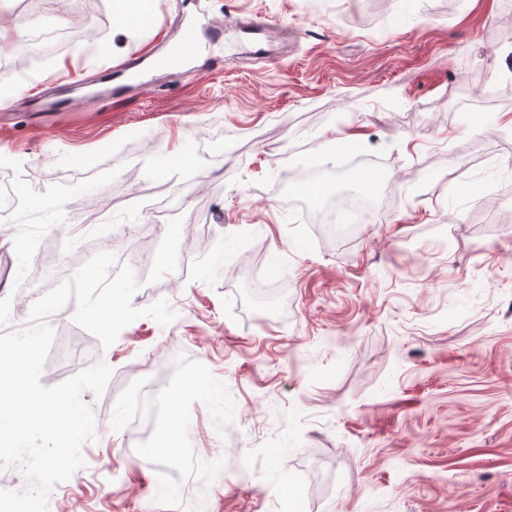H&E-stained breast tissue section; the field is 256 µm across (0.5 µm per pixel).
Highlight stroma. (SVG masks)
Instances as JSON below:
<instances>
[{"mask_svg": "<svg viewBox=\"0 0 512 512\" xmlns=\"http://www.w3.org/2000/svg\"><path fill=\"white\" fill-rule=\"evenodd\" d=\"M20 2L0 0V21L74 36L19 71L24 48L0 55V149L78 223L55 237L46 205L10 213L0 250L21 259V285L0 288V307L12 331L29 328L17 298L45 293L47 261L99 250L105 225L116 258L141 248L156 259L133 306L164 298L176 315L167 327L137 319L106 349L72 306L45 319L56 345L81 353L49 355L43 385L100 361L112 370L102 394H82L97 430L68 480L80 512L148 499L169 512L198 483L212 512H512V0H157L121 28L113 0ZM239 16L286 24L288 54L266 63L229 47L215 67L98 98L101 55L126 59L166 20ZM73 74L85 84L71 116L41 112L38 97ZM193 150L202 187L176 216L186 240L133 201L173 186ZM349 155L390 193L377 221L338 245L314 213L324 192L354 188ZM319 165L324 191L307 195L294 172ZM123 225L144 239L118 235ZM175 254L186 269L173 282ZM242 267L274 272V305H252ZM200 363L224 406L180 400L189 455L162 483L150 440L103 424L125 366L163 393ZM275 465L290 493L268 500Z\"/></svg>", "mask_w": 512, "mask_h": 512, "instance_id": "obj_1", "label": "stroma"}]
</instances>
